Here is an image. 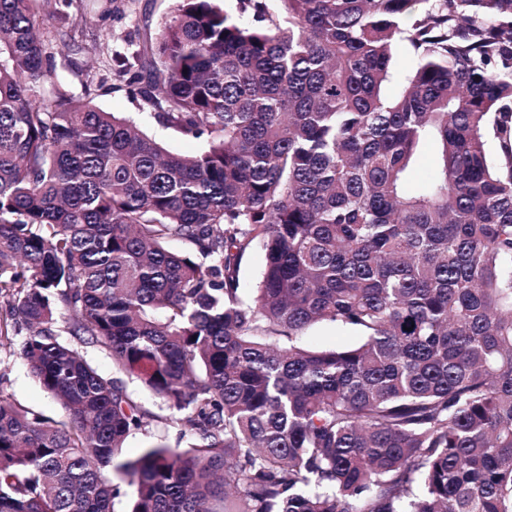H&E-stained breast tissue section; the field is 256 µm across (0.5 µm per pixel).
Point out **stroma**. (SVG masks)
<instances>
[{"label": "stroma", "instance_id": "1", "mask_svg": "<svg viewBox=\"0 0 512 512\" xmlns=\"http://www.w3.org/2000/svg\"><path fill=\"white\" fill-rule=\"evenodd\" d=\"M173 7L174 0H78L64 16L52 7H45L40 29L51 41L56 40L58 33L74 28L92 35L93 43L74 54L72 66L62 70L69 90L101 110L130 113L138 111L139 106L129 98L124 84L113 79L112 55L138 46H151L160 24L170 16ZM88 68L103 75L104 83L87 84L84 71ZM127 389L151 412L152 418L146 432L135 433L127 439L126 457L137 456L153 434L164 436L170 447L188 446L189 435L182 433L162 400L143 392L132 381L128 382ZM0 390L44 415L56 417L63 413L61 406L40 388L20 360H12L0 374Z\"/></svg>", "mask_w": 512, "mask_h": 512}]
</instances>
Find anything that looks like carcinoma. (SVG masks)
<instances>
[{"label":"carcinoma","mask_w":512,"mask_h":512,"mask_svg":"<svg viewBox=\"0 0 512 512\" xmlns=\"http://www.w3.org/2000/svg\"><path fill=\"white\" fill-rule=\"evenodd\" d=\"M276 2L175 0L112 58L181 155L74 99L44 0H0V355L66 410L0 393V512H114V471L128 512H512V0ZM319 322L359 341L302 347ZM126 377L189 447L123 458ZM150 134L161 140L166 147L175 154H191L199 151L202 147L200 141L183 137L171 129H164L148 118L147 114L141 116ZM265 264L263 250L257 246L252 248L243 258L240 268L242 288L248 293L258 285Z\"/></svg>","instance_id":"obj_1"}]
</instances>
